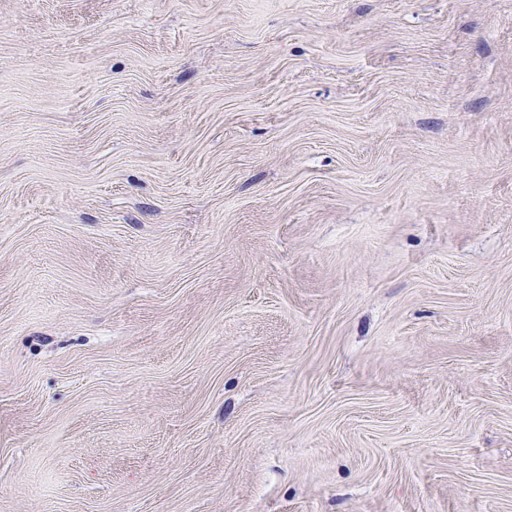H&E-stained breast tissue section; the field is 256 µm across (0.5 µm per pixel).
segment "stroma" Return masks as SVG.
<instances>
[{
  "label": "stroma",
  "mask_w": 512,
  "mask_h": 512,
  "mask_svg": "<svg viewBox=\"0 0 512 512\" xmlns=\"http://www.w3.org/2000/svg\"><path fill=\"white\" fill-rule=\"evenodd\" d=\"M0 512H512V0H0Z\"/></svg>",
  "instance_id": "1"
}]
</instances>
